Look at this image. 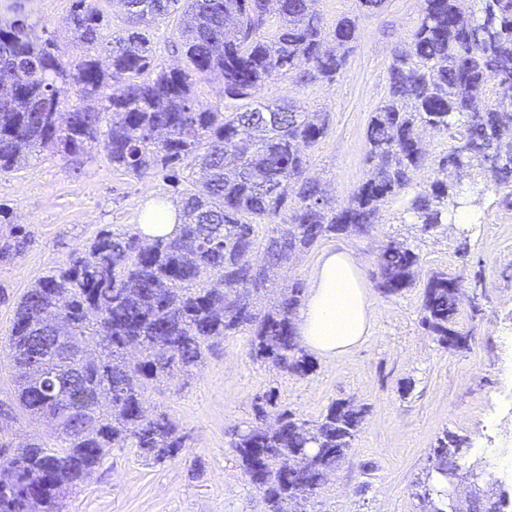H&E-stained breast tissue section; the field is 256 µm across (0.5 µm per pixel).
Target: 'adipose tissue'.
<instances>
[{
	"label": "adipose tissue",
	"mask_w": 512,
	"mask_h": 512,
	"mask_svg": "<svg viewBox=\"0 0 512 512\" xmlns=\"http://www.w3.org/2000/svg\"><path fill=\"white\" fill-rule=\"evenodd\" d=\"M181 224L170 201H148L138 215L143 236H172ZM374 308L358 261L348 252L325 254L315 267L305 303L296 317L300 345L333 360L371 335Z\"/></svg>",
	"instance_id": "adipose-tissue-1"
}]
</instances>
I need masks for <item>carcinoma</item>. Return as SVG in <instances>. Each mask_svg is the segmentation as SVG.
Here are the masks:
<instances>
[{"instance_id":"cac0c4a2","label":"carcinoma","mask_w":512,"mask_h":512,"mask_svg":"<svg viewBox=\"0 0 512 512\" xmlns=\"http://www.w3.org/2000/svg\"><path fill=\"white\" fill-rule=\"evenodd\" d=\"M127 27L105 34L99 0H72L66 31L85 50L72 64L35 42L22 19L0 26V174L20 169L45 150L77 158L104 144L112 167L138 178L162 175L178 186L184 161L198 169L181 192L182 224L173 237L101 230L89 245L39 277L16 302L8 336L14 391L0 400V496L34 500L37 512H62L63 500L100 466L111 448H135L162 462L186 436L164 411L148 405L159 383L204 363L212 340L248 336L253 360L299 377L315 363L300 348L295 320L304 288L294 280L266 308L270 272L336 235L369 234L382 203L404 190L428 160L417 131L448 136L438 161L443 177L417 193L409 211L428 231L461 207L462 180L479 196L495 187L512 197V0H483L482 16L460 23L465 0H423L410 41L395 49L385 101L366 128L368 178L346 205L307 176L308 150L329 130L325 112L257 99L272 76L334 81L357 41L354 18L328 30L311 0H123ZM176 18L186 65L153 66L151 26ZM274 33L264 32L270 18ZM108 54L103 69L97 54ZM223 77L224 99L203 104L198 76ZM80 103L59 110L61 96ZM484 99V108L471 101ZM460 143L472 153L455 156ZM493 149L502 165L488 169ZM268 225L264 238L257 226ZM31 232L13 225L0 235V264L24 254ZM419 257L391 240L377 255L376 287L397 295L415 282ZM458 277L433 273L422 293L421 324L448 343L455 329ZM62 328L39 336L44 313ZM69 350L68 361L55 358ZM50 376L29 381L34 354ZM75 406L51 421L54 435L13 446L9 425L19 414ZM366 408L336 401L317 420L277 409L273 392L254 398L253 421L231 433L240 470L262 495L265 512H307L330 473L346 460ZM469 439L443 432L430 448L429 512H447L448 475L466 469ZM461 512H504V495L473 498L457 480Z\"/></svg>"}]
</instances>
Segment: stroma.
Listing matches in <instances>:
<instances>
[{
  "mask_svg": "<svg viewBox=\"0 0 512 512\" xmlns=\"http://www.w3.org/2000/svg\"><path fill=\"white\" fill-rule=\"evenodd\" d=\"M422 0H387L382 12L357 10L356 0H315L325 27L357 18L358 40L344 74L335 82L299 85L279 75L258 96L296 101L330 115L328 134L309 152L308 174L348 201L368 176L365 132L387 94L393 50L407 42ZM71 0H0V26L26 19L32 37L53 39L66 58L82 51L64 40L61 26ZM433 166L385 201L370 235L328 238L300 254L284 277L308 281L329 250L357 258L375 307L368 339L333 361L317 359L306 377L287 375L253 361L247 336L221 340L192 378L175 379L150 398L188 437L171 460L155 463L137 449H114L64 502V512H263L262 496L245 480L232 448V428L253 418L255 396L275 390L278 404L306 419L318 418L335 401L351 400L368 412L349 455L310 505L311 512H418L412 485L428 467L435 438L449 431L485 444L492 455L512 459V205L486 190L471 207L467 234L459 224L422 232L408 204L435 180ZM177 200L162 177L136 178L113 169L102 145L78 164L42 152L20 170L0 174V206L10 222L32 232L26 252L0 264V399L12 390L4 349L12 300L99 230L136 227L148 200ZM9 224H0V234ZM407 243L419 257L416 283L397 295L375 288L376 256L389 240ZM459 277L463 296L456 328L465 348L451 349L421 323L422 289L433 272Z\"/></svg>",
  "mask_w": 512,
  "mask_h": 512,
  "instance_id": "obj_1",
  "label": "stroma"
}]
</instances>
